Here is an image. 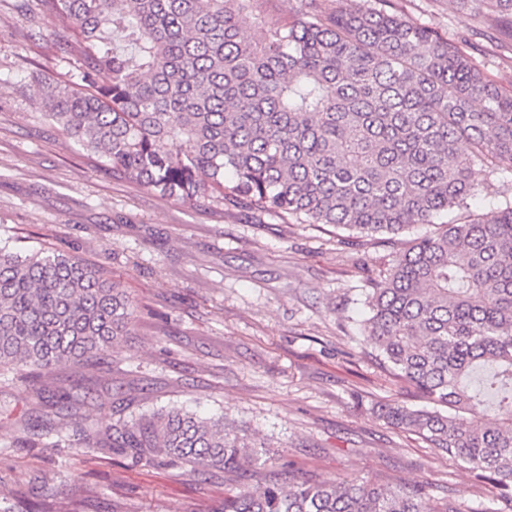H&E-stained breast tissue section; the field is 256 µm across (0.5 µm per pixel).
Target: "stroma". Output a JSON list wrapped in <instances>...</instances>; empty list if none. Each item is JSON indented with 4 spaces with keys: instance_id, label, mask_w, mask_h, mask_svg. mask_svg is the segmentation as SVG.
<instances>
[{
    "instance_id": "1",
    "label": "stroma",
    "mask_w": 512,
    "mask_h": 512,
    "mask_svg": "<svg viewBox=\"0 0 512 512\" xmlns=\"http://www.w3.org/2000/svg\"><path fill=\"white\" fill-rule=\"evenodd\" d=\"M399 15L461 48L486 77L512 90V27L487 26L454 0H392ZM69 32L43 0H0V246L61 249L119 280L137 305L119 356L59 367L52 376L0 367V494L56 512H219L232 476L194 471L164 455L84 454L27 430L59 420L37 393L85 395L125 415L172 407L247 425L264 474L319 479L359 474L426 485L433 496L485 512L493 492L472 486L456 461L418 435L391 428L373 404L418 403L361 342L368 276L396 243L332 226L285 224L167 201L97 172L77 146L41 121L31 78L68 79ZM470 212L512 200V174L475 167Z\"/></svg>"
}]
</instances>
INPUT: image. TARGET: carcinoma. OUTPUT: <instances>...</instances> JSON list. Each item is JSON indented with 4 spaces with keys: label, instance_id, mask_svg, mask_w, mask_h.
Returning a JSON list of instances; mask_svg holds the SVG:
<instances>
[{
    "label": "carcinoma",
    "instance_id": "cac0c4a2",
    "mask_svg": "<svg viewBox=\"0 0 512 512\" xmlns=\"http://www.w3.org/2000/svg\"><path fill=\"white\" fill-rule=\"evenodd\" d=\"M78 38L71 80L35 76L40 119L95 167L162 198L362 237L414 238L368 280L363 343L427 405L372 410L459 462L512 505V201L468 212L472 170L512 173V91L391 11V0H298L241 33L263 0H50ZM496 19L512 0H455ZM134 300L79 256L0 248V365L49 376L116 352ZM86 453H162L237 476L258 463L248 429L172 408L130 420L99 409ZM220 512H461L416 483L262 478ZM295 5V0H266L261 10L240 18V28L245 35L253 34L258 27L269 29L279 25Z\"/></svg>",
    "mask_w": 512,
    "mask_h": 512
}]
</instances>
